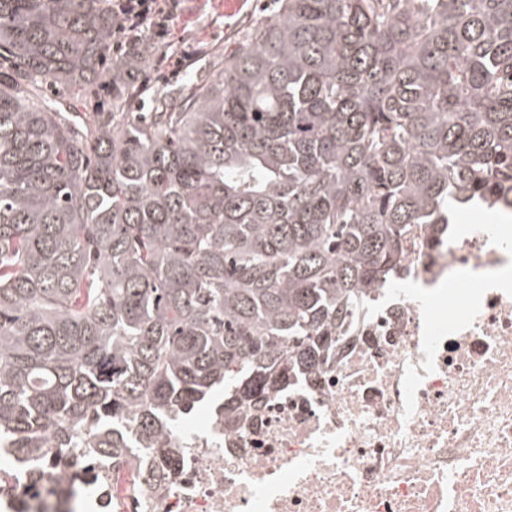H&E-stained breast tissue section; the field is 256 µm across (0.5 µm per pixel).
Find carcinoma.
Returning a JSON list of instances; mask_svg holds the SVG:
<instances>
[{
	"instance_id": "obj_1",
	"label": "carcinoma",
	"mask_w": 512,
	"mask_h": 512,
	"mask_svg": "<svg viewBox=\"0 0 512 512\" xmlns=\"http://www.w3.org/2000/svg\"><path fill=\"white\" fill-rule=\"evenodd\" d=\"M106 0H0V439L156 450L314 371L412 224L512 205V0H278L216 77L142 87ZM112 95L85 117L47 85Z\"/></svg>"
}]
</instances>
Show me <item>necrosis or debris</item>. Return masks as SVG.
Returning a JSON list of instances; mask_svg holds the SVG:
<instances>
[{
	"mask_svg": "<svg viewBox=\"0 0 512 512\" xmlns=\"http://www.w3.org/2000/svg\"><path fill=\"white\" fill-rule=\"evenodd\" d=\"M512 222L413 225L329 359L167 441L168 481L106 461L34 481L0 448L7 512H512Z\"/></svg>",
	"mask_w": 512,
	"mask_h": 512,
	"instance_id": "1",
	"label": "necrosis or debris"
}]
</instances>
